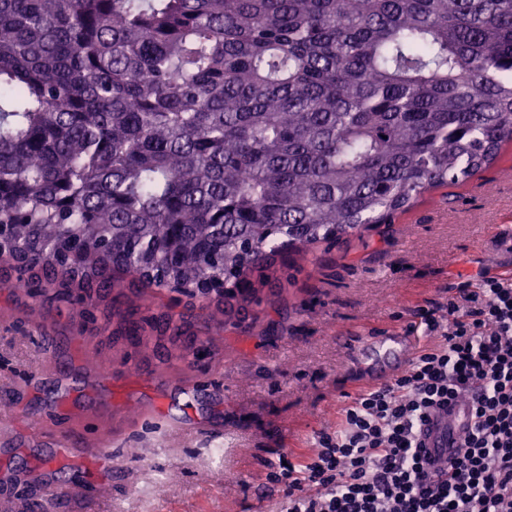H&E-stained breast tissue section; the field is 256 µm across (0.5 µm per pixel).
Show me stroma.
I'll list each match as a JSON object with an SVG mask.
<instances>
[{
  "label": "stroma",
  "instance_id": "stroma-1",
  "mask_svg": "<svg viewBox=\"0 0 512 512\" xmlns=\"http://www.w3.org/2000/svg\"><path fill=\"white\" fill-rule=\"evenodd\" d=\"M512 144L467 181L437 188L390 224L315 245L256 322L206 325L215 297L111 290L96 323L46 289L13 288L0 260V512L27 499L58 512H280L267 474L336 426L344 393L380 375L345 335L405 329L426 302L484 273L512 272ZM183 317L211 360L164 361L113 344L112 308ZM104 438L112 465L90 458ZM70 442L62 450V442ZM81 495L61 500L65 487Z\"/></svg>",
  "mask_w": 512,
  "mask_h": 512
}]
</instances>
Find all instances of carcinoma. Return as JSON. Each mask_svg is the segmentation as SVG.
Listing matches in <instances>:
<instances>
[{
  "mask_svg": "<svg viewBox=\"0 0 512 512\" xmlns=\"http://www.w3.org/2000/svg\"><path fill=\"white\" fill-rule=\"evenodd\" d=\"M509 142L512 0H0V257L92 323L123 282L255 320L315 244Z\"/></svg>",
  "mask_w": 512,
  "mask_h": 512,
  "instance_id": "1",
  "label": "carcinoma"
}]
</instances>
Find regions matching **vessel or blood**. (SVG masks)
<instances>
[{
    "label": "vessel or blood",
    "instance_id": "1",
    "mask_svg": "<svg viewBox=\"0 0 512 512\" xmlns=\"http://www.w3.org/2000/svg\"><path fill=\"white\" fill-rule=\"evenodd\" d=\"M348 347L354 358H361L366 348L384 349L386 356L407 360L414 355L416 346L403 336H377L364 339L360 336L350 337ZM471 425L469 408L459 404H449L447 408L431 413L421 432V445L428 458H441L449 461L456 449L462 444Z\"/></svg>",
    "mask_w": 512,
    "mask_h": 512
}]
</instances>
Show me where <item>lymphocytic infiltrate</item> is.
Returning <instances> with one entry per match:
<instances>
[{"mask_svg":"<svg viewBox=\"0 0 512 512\" xmlns=\"http://www.w3.org/2000/svg\"><path fill=\"white\" fill-rule=\"evenodd\" d=\"M416 316L430 343L360 389L310 455L271 468L282 512H512V274L449 287ZM451 401L470 405L472 426L434 480L419 434Z\"/></svg>","mask_w":512,"mask_h":512,"instance_id":"obj_1","label":"lymphocytic infiltrate"}]
</instances>
